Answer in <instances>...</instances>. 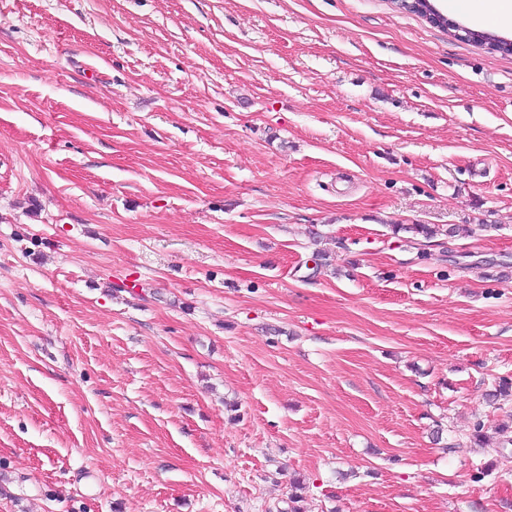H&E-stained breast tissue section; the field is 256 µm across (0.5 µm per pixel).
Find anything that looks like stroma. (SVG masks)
Segmentation results:
<instances>
[{"label":"stroma","instance_id":"stroma-1","mask_svg":"<svg viewBox=\"0 0 512 512\" xmlns=\"http://www.w3.org/2000/svg\"><path fill=\"white\" fill-rule=\"evenodd\" d=\"M501 377L512 55L391 0H0V512H512Z\"/></svg>","mask_w":512,"mask_h":512}]
</instances>
